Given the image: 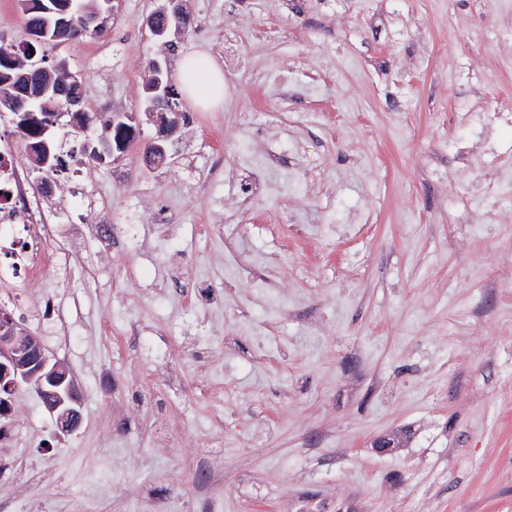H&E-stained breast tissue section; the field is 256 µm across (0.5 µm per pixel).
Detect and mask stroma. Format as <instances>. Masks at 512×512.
I'll return each mask as SVG.
<instances>
[{
  "label": "stroma",
  "instance_id": "1",
  "mask_svg": "<svg viewBox=\"0 0 512 512\" xmlns=\"http://www.w3.org/2000/svg\"><path fill=\"white\" fill-rule=\"evenodd\" d=\"M154 7L120 0L105 35L45 50L80 74L95 135L138 107L150 60L213 55L231 91L184 101L164 165L145 124L119 160L47 176L0 121V150L83 242L19 291L52 299L65 339L7 307L84 395L63 434L15 394L13 453L44 480L1 470L0 512H143L149 495L171 512H512V0H186L170 45L145 27ZM273 141L276 192L239 208ZM235 207L234 248L265 274L238 295L216 230ZM161 210L176 235L155 233ZM97 224L127 225L119 250ZM178 262L214 303L168 277Z\"/></svg>",
  "mask_w": 512,
  "mask_h": 512
}]
</instances>
